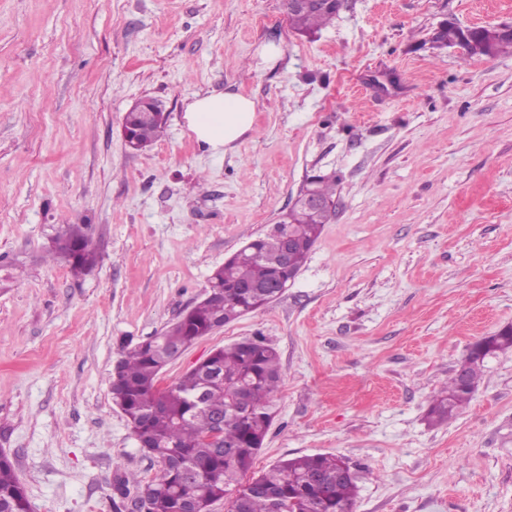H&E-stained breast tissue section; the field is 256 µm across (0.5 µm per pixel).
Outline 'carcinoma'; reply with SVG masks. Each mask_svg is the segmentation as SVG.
I'll return each instance as SVG.
<instances>
[{
	"label": "carcinoma",
	"instance_id": "carcinoma-1",
	"mask_svg": "<svg viewBox=\"0 0 512 512\" xmlns=\"http://www.w3.org/2000/svg\"><path fill=\"white\" fill-rule=\"evenodd\" d=\"M292 27L312 33L331 23L334 8L308 11L286 9ZM437 41L460 45L477 54L481 37L465 40L464 30L442 28ZM124 130L130 143L142 149L155 142L162 121L142 112H128ZM316 189L327 199L336 193V178L316 176ZM326 214L313 217L295 208L287 214L286 230L294 238L292 269L299 270L319 238ZM85 224H62L51 237L50 260L63 259L77 277L97 262ZM281 248L278 235L266 234L250 242L217 268L209 281L213 295L193 307L164 331L138 343L120 362L111 378L112 400L123 411L141 446L161 463L159 474L144 484L145 512H184L187 504L198 512L235 490L228 512H352L357 493L356 475L338 477L347 460L332 454L288 459L243 485L272 421V405L282 372L277 351L261 340H247L211 352L216 377L193 369L175 383L159 389L162 363L171 352L189 347L199 338L236 321L271 302L272 285L280 280L273 262ZM488 354L473 349L466 358L468 385L452 377L439 391L429 410L437 425L456 417L470 402ZM224 418V447L206 438L215 418ZM28 500L11 460L0 456V512H27Z\"/></svg>",
	"mask_w": 512,
	"mask_h": 512
}]
</instances>
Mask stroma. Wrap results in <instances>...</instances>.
Instances as JSON below:
<instances>
[{
    "instance_id": "stroma-1",
    "label": "stroma",
    "mask_w": 512,
    "mask_h": 512,
    "mask_svg": "<svg viewBox=\"0 0 512 512\" xmlns=\"http://www.w3.org/2000/svg\"><path fill=\"white\" fill-rule=\"evenodd\" d=\"M510 23L512 0H345L312 34L283 0H0V453L30 512H138L160 465L112 400L115 363L313 175L336 176V208L295 279L160 387L263 340L282 382L254 472L331 453L358 476L353 512H512V349L428 419L471 346L512 326V54L434 36ZM224 89L256 101L255 130L214 155L183 112ZM145 97L165 125L136 151L122 126ZM58 224L88 227L81 277L32 262ZM465 30L458 27L442 28L438 31L436 40L443 45H460L462 46L468 55H478L476 46L481 42L480 35H476L472 38V42L465 41L464 37Z\"/></svg>"
}]
</instances>
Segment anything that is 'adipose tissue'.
Here are the masks:
<instances>
[{
  "label": "adipose tissue",
  "mask_w": 512,
  "mask_h": 512,
  "mask_svg": "<svg viewBox=\"0 0 512 512\" xmlns=\"http://www.w3.org/2000/svg\"><path fill=\"white\" fill-rule=\"evenodd\" d=\"M256 103L240 92H212L193 98L185 106L184 120L196 142L207 151L220 154L252 133Z\"/></svg>",
  "instance_id": "1"
}]
</instances>
